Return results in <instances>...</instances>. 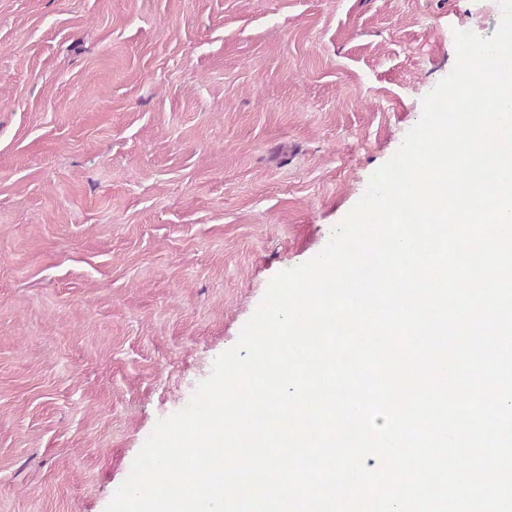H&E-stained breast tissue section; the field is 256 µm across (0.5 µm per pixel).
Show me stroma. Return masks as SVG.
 <instances>
[{
    "mask_svg": "<svg viewBox=\"0 0 512 512\" xmlns=\"http://www.w3.org/2000/svg\"><path fill=\"white\" fill-rule=\"evenodd\" d=\"M473 4L0 0V512H105L497 30Z\"/></svg>",
    "mask_w": 512,
    "mask_h": 512,
    "instance_id": "1",
    "label": "stroma"
}]
</instances>
